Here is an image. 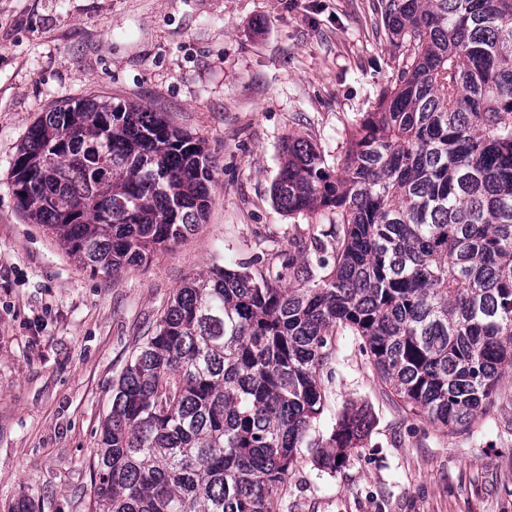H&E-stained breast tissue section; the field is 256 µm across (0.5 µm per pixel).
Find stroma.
<instances>
[{
    "instance_id": "35a3bbf8",
    "label": "stroma",
    "mask_w": 512,
    "mask_h": 512,
    "mask_svg": "<svg viewBox=\"0 0 512 512\" xmlns=\"http://www.w3.org/2000/svg\"><path fill=\"white\" fill-rule=\"evenodd\" d=\"M401 50L372 0H0V512H89L90 464L112 388L169 299L257 253L295 264L327 228L272 200L286 138L343 157L354 116L392 85ZM138 102L203 139L207 218L112 275L79 266L18 208L10 171L31 124L65 100ZM320 372L328 435L347 402L375 425L333 474L297 453L279 512H512V372L472 434L411 417L349 333Z\"/></svg>"
}]
</instances>
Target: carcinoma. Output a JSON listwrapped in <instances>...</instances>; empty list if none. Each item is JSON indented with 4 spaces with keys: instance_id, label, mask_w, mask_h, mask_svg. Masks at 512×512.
<instances>
[{
    "instance_id": "1",
    "label": "carcinoma",
    "mask_w": 512,
    "mask_h": 512,
    "mask_svg": "<svg viewBox=\"0 0 512 512\" xmlns=\"http://www.w3.org/2000/svg\"><path fill=\"white\" fill-rule=\"evenodd\" d=\"M377 15L404 46L394 85L336 169L290 138L272 186L288 215L328 217L314 261L258 256L177 290L115 385L93 512H279L303 446L335 472L373 426L352 403L308 440L339 328L412 417L469 432L491 406L512 369V0H379ZM12 178L22 212L104 273L193 232L215 186L199 138L87 95L29 127Z\"/></svg>"
}]
</instances>
